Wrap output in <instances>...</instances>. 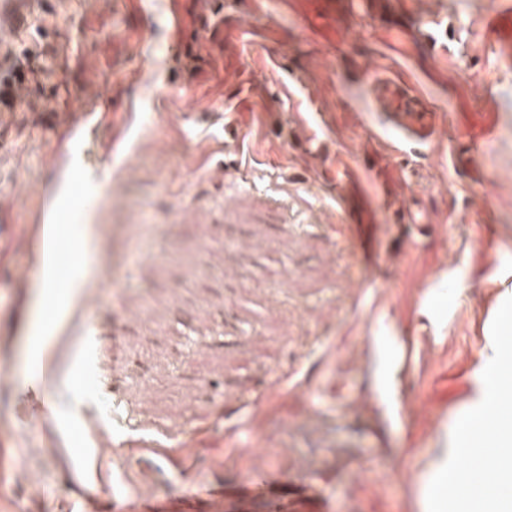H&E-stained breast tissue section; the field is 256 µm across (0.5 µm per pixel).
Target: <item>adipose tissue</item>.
I'll return each instance as SVG.
<instances>
[{"label": "adipose tissue", "mask_w": 512, "mask_h": 512, "mask_svg": "<svg viewBox=\"0 0 512 512\" xmlns=\"http://www.w3.org/2000/svg\"><path fill=\"white\" fill-rule=\"evenodd\" d=\"M43 232L48 246L40 257L46 275L40 300L38 345L34 351V357L39 362L48 358L61 359L69 344L67 330L80 311L79 290L85 285L83 274L91 253L89 229H82L75 238L66 242L61 239L58 225H45ZM63 247L77 257L76 262L66 269L57 262V253Z\"/></svg>", "instance_id": "obj_1"}]
</instances>
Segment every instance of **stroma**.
<instances>
[{"label":"stroma","instance_id":"obj_1","mask_svg":"<svg viewBox=\"0 0 512 512\" xmlns=\"http://www.w3.org/2000/svg\"><path fill=\"white\" fill-rule=\"evenodd\" d=\"M352 2L11 0L0 75L7 51L56 54L0 127V512H87L70 481L90 452L117 499L166 512H426L512 296V52L485 32L495 0ZM93 89V138L59 140ZM481 126L497 136L476 153ZM54 201L59 224L96 226L97 340L91 370L46 388L28 228ZM371 336L413 346L408 414L363 367ZM143 442L159 454L131 455ZM252 473L290 486L238 506ZM171 474L224 499L186 500Z\"/></svg>","mask_w":512,"mask_h":512}]
</instances>
